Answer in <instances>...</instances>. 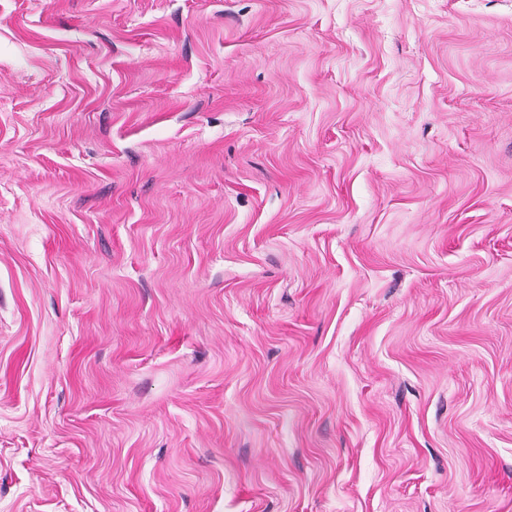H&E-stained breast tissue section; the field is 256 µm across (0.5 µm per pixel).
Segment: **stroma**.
<instances>
[{
	"label": "stroma",
	"instance_id": "35a3bbf8",
	"mask_svg": "<svg viewBox=\"0 0 512 512\" xmlns=\"http://www.w3.org/2000/svg\"><path fill=\"white\" fill-rule=\"evenodd\" d=\"M0 512H512V0H0Z\"/></svg>",
	"mask_w": 512,
	"mask_h": 512
}]
</instances>
